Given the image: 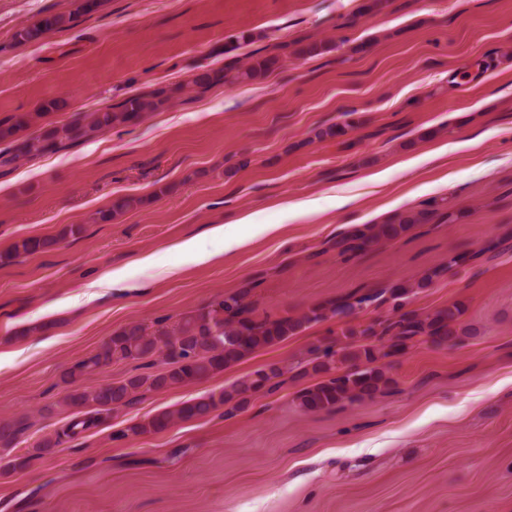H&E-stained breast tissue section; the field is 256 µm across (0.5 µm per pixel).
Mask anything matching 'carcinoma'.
<instances>
[{
	"instance_id": "obj_1",
	"label": "carcinoma",
	"mask_w": 512,
	"mask_h": 512,
	"mask_svg": "<svg viewBox=\"0 0 512 512\" xmlns=\"http://www.w3.org/2000/svg\"><path fill=\"white\" fill-rule=\"evenodd\" d=\"M99 6L100 0H78L76 13L91 14ZM383 6V0H364L341 27L351 28L359 17ZM74 14L47 16L18 30L16 37L21 42H29L47 32L64 29L74 20ZM249 42L250 36L243 34L236 38V44L224 47V56L230 57V61L221 68H202L185 84L160 86L147 93L134 94L96 112H75L61 126L40 123L63 107L59 98L44 100L36 112L0 121V144H7L0 149V166L59 152L114 127L136 125L146 113L161 111L188 89L205 93L219 85L263 80L279 70L287 56L307 60L332 50L327 42L306 37L275 44L269 50L256 49L243 59L234 54ZM343 117V122L321 130L317 137H340L360 124L355 110L344 112ZM147 203V198L116 196L110 207L100 212L99 220L108 222ZM438 219L450 223L454 221V213L426 204L407 214L395 215L382 224H364L344 233L332 241L331 247L340 256H353L373 245L394 242L415 226L432 224ZM81 231V226L71 225L58 237L24 238L15 243L14 252L27 255L45 252L60 244L65 236ZM439 275L435 270L414 284L396 282L374 293L351 294L309 307L297 316L261 315L255 302L250 300L251 289L241 288L213 299L171 325L157 322L151 328L143 323H130L110 336L96 354L70 368L64 374V381L72 383L112 363L139 360L156 352L161 353L168 368L156 374L132 376L118 384L67 393L62 405L83 412V417L71 421L68 431L76 435L97 426L112 412L129 404L138 393L202 381L262 348L299 334L312 324L336 316L349 318L374 304L388 303L392 316L365 324L347 321L335 338L311 345L297 363L298 377L314 379L313 384L296 396L298 405L306 411L331 412L346 404L375 398L395 385L382 360L403 355L421 344L456 346L467 336L462 326L466 308L460 302L430 312L404 310L408 296L416 289L429 287ZM287 372L284 366L269 364L228 388L132 424L115 438L161 433L175 420L198 419L221 407L224 415L233 416L246 408L254 394L276 392L282 385L280 377ZM24 426L26 423L22 420L1 421L0 447H13Z\"/></svg>"
}]
</instances>
